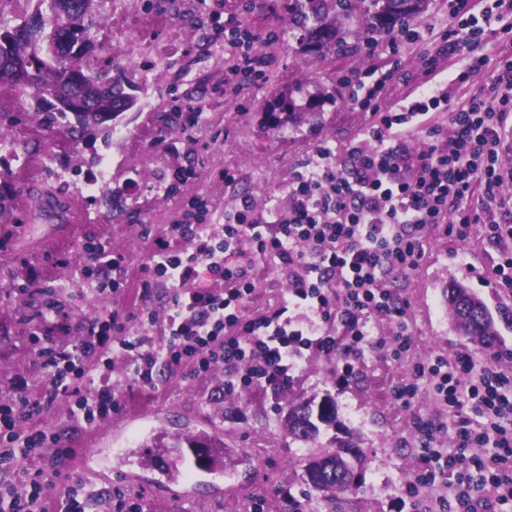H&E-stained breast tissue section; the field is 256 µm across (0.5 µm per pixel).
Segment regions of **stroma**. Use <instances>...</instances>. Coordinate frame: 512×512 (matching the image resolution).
Returning a JSON list of instances; mask_svg holds the SVG:
<instances>
[{
  "label": "stroma",
  "instance_id": "35a3bbf8",
  "mask_svg": "<svg viewBox=\"0 0 512 512\" xmlns=\"http://www.w3.org/2000/svg\"><path fill=\"white\" fill-rule=\"evenodd\" d=\"M236 9L235 0H161L148 8L145 0H100L101 22L97 55L120 54L125 75L139 86L151 108L126 113L124 139L102 133L77 145L44 150L33 142L20 156L0 150L19 181L60 189L70 205L69 221L59 224L31 219L19 210L20 221L0 231V393L39 391L42 369L30 344L35 320L46 299L60 302L63 327L58 341L72 347L89 312L115 313L126 327L138 331L134 313L153 311L156 321L146 331L152 342L164 334L169 286L150 291L141 284L156 249L155 238L182 223L190 201L208 205L210 223L224 221L225 210L248 198L256 214L271 208L287 210L288 185L299 163L319 145L332 147L334 165H342L343 151L363 139L372 121L369 113L352 108V89L339 76L368 72L385 78L381 100L391 105L417 93L424 82L448 86L453 104H462L488 78V71L471 74L465 83L454 80L463 70L461 57L450 55L448 0H430L424 14L431 29L425 40L407 41L398 57L384 48L374 54L329 57L300 54L293 32L285 26L281 0H257L245 16L255 36V51L268 60L267 77L242 82L238 92L224 89L230 61L224 50V21ZM287 87L297 103L308 102L319 88L336 91L335 104L323 107L322 125L266 132L264 108L277 89ZM201 103L197 125H189L183 107ZM109 161L105 191L84 192L97 169L92 155ZM139 179H132V170ZM182 170L185 179L175 192H166L170 176ZM236 179L225 182V170ZM97 242L120 256L117 273L122 289L116 294L91 295L83 277L84 246ZM500 244L487 238L483 225H474L460 240L442 230L426 232L425 254L419 267L395 275L387 284L393 299L406 303L405 324L412 345L402 358L388 349L366 348L338 358L316 350L302 351L286 385L253 387L232 395L224 391V371L192 377L184 370L162 369L155 388L133 384L126 363H116L111 376L122 409L93 426L72 419L67 398H59L35 421L36 427L57 433L64 447L82 453L99 449L104 461L87 471L71 469L72 482L111 488L113 468L125 464L143 478L128 485L142 495L147 512H180L158 476L146 467L144 444L151 435L217 433L224 438V491L213 493L206 483L195 488L197 512H251L254 503L265 512H291L284 490H291L304 512H438V503L452 499L454 476L413 485L416 461L423 452L413 428L417 416L430 418L444 429L439 448L455 450L452 414L436 400L431 386L422 385L411 406L393 396V387L408 379L415 363L441 356L455 358L470 352L475 371H482L498 353V367L512 371V290L501 287ZM257 282L247 306L259 316L287 298L286 274L255 257ZM465 285L487 305L495 325L491 350L474 351L449 322L443 291L451 279ZM347 364L345 380L336 377L337 363ZM331 396L337 405L335 427H322L318 442H293L282 413L288 403ZM357 438L367 454L364 483L340 505L328 503L324 493L306 485V461L328 444L336 432Z\"/></svg>",
  "mask_w": 512,
  "mask_h": 512
}]
</instances>
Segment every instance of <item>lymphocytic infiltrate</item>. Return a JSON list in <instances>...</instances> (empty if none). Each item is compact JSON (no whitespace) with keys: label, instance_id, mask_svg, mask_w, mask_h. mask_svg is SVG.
<instances>
[{"label":"lymphocytic infiltrate","instance_id":"obj_1","mask_svg":"<svg viewBox=\"0 0 512 512\" xmlns=\"http://www.w3.org/2000/svg\"><path fill=\"white\" fill-rule=\"evenodd\" d=\"M448 15L455 22L450 49L459 55L485 33L512 32V0H493L479 18L471 14L470 0H448ZM224 46L235 54L229 87L243 77L263 76L267 59L251 50L245 30L229 20ZM355 81L358 93L351 104L372 116L364 138L347 149L344 168L332 166L333 150L326 145L304 158L288 187V212L270 209L261 226L244 198L225 211L217 228L205 223L203 202H190L182 230L197 239L196 251L160 248L142 283L148 289L160 278L171 286L161 345L127 335L120 317L112 315L88 321L78 343L63 348L54 337L58 304L47 303L43 326L31 338L45 389L36 397L21 393L0 400V473L22 477L20 486L0 492V512H37L71 459V449L60 446L57 434L32 425L59 395L71 400L72 417L88 425L119 412L121 401L110 382L113 359L126 360L132 382L144 387H155L164 368H186L201 376L220 367L226 392L277 388L287 383L300 350L335 355L369 345L374 318L396 326L391 351L398 356L412 343L404 329L406 308L391 299L382 283L388 275L419 266L426 230L440 228L462 237L469 225L483 224L495 238L512 236V226L495 218L507 206L500 158L512 140V59L500 62L460 107L452 106L447 88L427 82L413 100L384 107L381 82L369 85L360 75ZM430 112L447 113V127L430 128L425 145L410 148L403 128ZM478 193L484 198L479 208L472 204ZM245 240L252 253L241 250ZM254 253L288 275L293 300L315 318L326 321L342 314L345 338L317 335L311 325L292 328L284 304L247 317L255 287ZM204 271L223 280V289L198 285ZM472 370L465 353L451 363L440 358L420 362L393 395L407 405L422 383L431 384L437 400L457 419L460 448L472 452L483 482L495 488L491 502L476 497L470 481L461 477L456 500L464 512H493L496 503L512 501V477L501 476L512 464V395L505 391L512 375L491 369L472 382ZM464 392L485 418L481 427H472L466 416L459 401ZM489 442L497 452L487 457L482 449ZM98 503L113 512H141L138 499L120 489L101 496L79 484L72 486L64 512H91Z\"/></svg>","mask_w":512,"mask_h":512}]
</instances>
